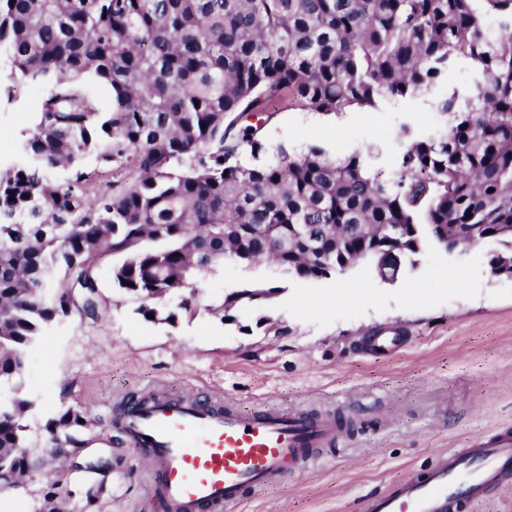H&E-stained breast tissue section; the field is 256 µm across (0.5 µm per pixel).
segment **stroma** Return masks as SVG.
I'll return each mask as SVG.
<instances>
[{
  "label": "stroma",
  "mask_w": 512,
  "mask_h": 512,
  "mask_svg": "<svg viewBox=\"0 0 512 512\" xmlns=\"http://www.w3.org/2000/svg\"><path fill=\"white\" fill-rule=\"evenodd\" d=\"M13 94L0 109L5 168L18 162L16 143L43 92L17 81ZM273 111L266 128L273 143L295 150L319 143L333 155L371 144L388 175L406 144L402 128L417 136L445 129L422 98L336 116L286 103ZM491 249L425 243L393 282L367 260L342 275L302 280L264 262L228 259L199 281L195 314L179 313L172 325L142 318L138 300L112 284L115 256L103 255L98 317L55 322L29 347L25 365L32 443L42 445L48 416L75 407L90 421L78 433L85 446L66 464L46 459L24 484L0 491V503L8 512H43L52 481L67 512H156L146 498L144 452L119 442L114 409L195 388L224 394L246 412L302 409L355 422L313 466L289 468L277 485L252 490L227 512H359L364 496L423 472L438 451L512 426V279L492 274ZM250 282L279 293L263 311L239 307L223 320L216 308L225 294ZM392 328L407 338L394 356L362 349L361 339ZM96 453L112 463L103 480L80 468ZM97 481L103 490L87 502L83 491Z\"/></svg>",
  "instance_id": "obj_1"
}]
</instances>
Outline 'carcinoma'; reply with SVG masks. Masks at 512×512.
<instances>
[{
    "label": "carcinoma",
    "instance_id": "carcinoma-1",
    "mask_svg": "<svg viewBox=\"0 0 512 512\" xmlns=\"http://www.w3.org/2000/svg\"><path fill=\"white\" fill-rule=\"evenodd\" d=\"M486 17L511 28L491 41ZM0 56L7 79L47 87L24 163L0 168L1 490L39 465L26 349L60 317L98 316L104 254L121 257L114 287L166 323L226 258L301 279L368 260L394 281L450 236L493 241L492 273L512 267V0H0ZM458 57L482 80L430 101L446 132L408 138L390 177L372 149L333 158L266 139L275 102L377 112L436 89ZM86 76L111 89V111ZM90 154L112 191L91 185ZM81 418H49L45 447H83ZM82 84L99 112H109L112 108V92L109 87L92 77H85Z\"/></svg>",
    "mask_w": 512,
    "mask_h": 512
}]
</instances>
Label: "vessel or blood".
I'll return each instance as SVG.
<instances>
[{
  "instance_id": "b4317fda",
  "label": "vessel or blood",
  "mask_w": 512,
  "mask_h": 512,
  "mask_svg": "<svg viewBox=\"0 0 512 512\" xmlns=\"http://www.w3.org/2000/svg\"><path fill=\"white\" fill-rule=\"evenodd\" d=\"M117 429L129 445L146 449L147 491L163 512H224L247 489L278 482L289 464L309 465L342 437L331 414L245 413L194 390L126 407ZM498 493L512 494V428L439 452L424 477L368 497L362 512H469Z\"/></svg>"
}]
</instances>
